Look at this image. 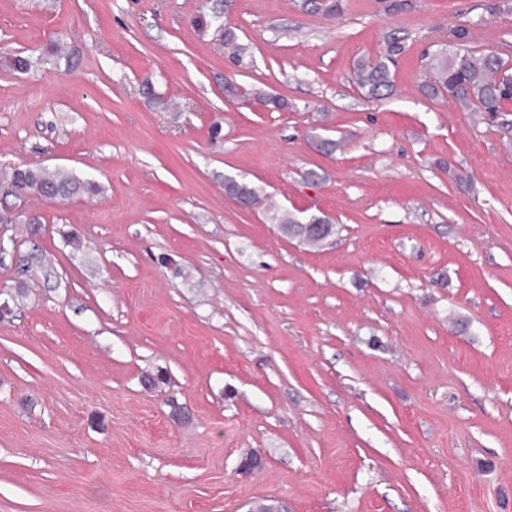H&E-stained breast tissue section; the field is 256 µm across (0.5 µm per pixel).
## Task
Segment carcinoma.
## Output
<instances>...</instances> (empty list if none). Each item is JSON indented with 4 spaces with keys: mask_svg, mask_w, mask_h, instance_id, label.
<instances>
[{
    "mask_svg": "<svg viewBox=\"0 0 512 512\" xmlns=\"http://www.w3.org/2000/svg\"><path fill=\"white\" fill-rule=\"evenodd\" d=\"M197 24L211 30L213 38L224 43V49L232 57L239 59L246 51V47L238 43L232 27L224 24L223 9L212 6L209 12L198 17ZM470 40L467 28H452L448 31L446 43L426 55L429 81L424 84L425 95L446 97L463 111L481 113L489 119L512 112V67L498 53L472 47ZM404 51L402 42L393 38L376 56L356 61L352 80L363 97L380 101L395 94L393 67L396 58ZM22 170L21 166L9 168L0 176V186L21 183L27 192L39 196L55 194L63 198L99 191L97 183L63 170L49 171L42 166H34L26 176ZM269 220L294 236L298 235L301 224L323 223L320 217H301L286 210L271 211Z\"/></svg>",
    "mask_w": 512,
    "mask_h": 512,
    "instance_id": "obj_1",
    "label": "carcinoma"
}]
</instances>
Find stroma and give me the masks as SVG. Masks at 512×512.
I'll list each match as a JSON object with an SVG mask.
<instances>
[{"mask_svg":"<svg viewBox=\"0 0 512 512\" xmlns=\"http://www.w3.org/2000/svg\"><path fill=\"white\" fill-rule=\"evenodd\" d=\"M341 6L235 0L238 63L204 0H0V167L100 186L0 201V512H512V112L421 90L454 27L512 64V0ZM198 25H205L211 30L213 38L224 43V49L229 55L241 59V54L246 51V47L238 43V38L231 26L224 24V11L216 6H212L208 13L201 14L196 20ZM398 39L388 40L375 57H364L356 61L353 68V83L363 97L380 101L392 97L396 92L393 67L396 58L405 51ZM269 220L271 223L280 224V227L282 229L288 230L289 234L297 237H299V225L297 224H302L303 226H306L307 228L311 229L318 227V225H315L314 223L330 224V222L323 220L321 217L313 215L308 217H301L295 213L288 212L287 210L271 211L269 215Z\"/></svg>","mask_w":512,"mask_h":512,"instance_id":"35a3bbf8","label":"stroma"}]
</instances>
